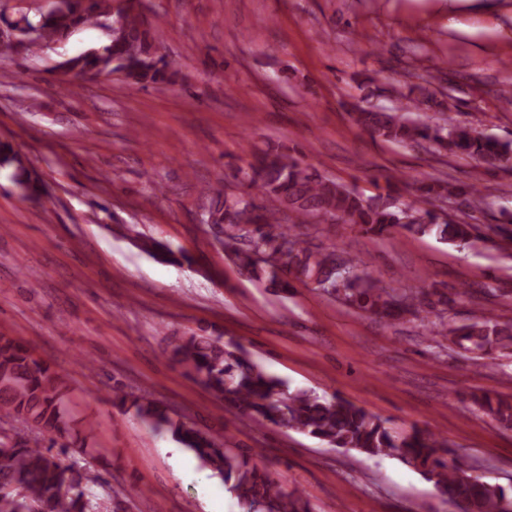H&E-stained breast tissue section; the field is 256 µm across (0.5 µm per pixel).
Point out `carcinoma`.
Returning a JSON list of instances; mask_svg holds the SVG:
<instances>
[{"label": "carcinoma", "instance_id": "carcinoma-1", "mask_svg": "<svg viewBox=\"0 0 512 512\" xmlns=\"http://www.w3.org/2000/svg\"><path fill=\"white\" fill-rule=\"evenodd\" d=\"M59 13L25 18L41 29L40 47L67 39L72 33L97 25L98 16L110 8V0H64ZM122 22L108 41L69 57L73 78L84 79L114 71L124 73V82L147 87L170 83L175 76L164 55L156 28L144 26L140 4L119 11ZM444 68H435L422 83L403 95L405 106L379 109L356 105L350 115L354 123L373 136L401 144L429 142L440 151L465 154L478 163L495 168L512 158V146L474 129L443 124L424 116L435 97V82ZM0 167L14 168V180L28 198L46 193L32 176L19 154L7 141H0ZM245 190L221 192L210 198L208 216L224 230V248L235 264L273 288H290L288 276L313 283L326 291L343 293L345 303L374 315L401 319L419 316L437 305L453 302L451 293L424 297L387 289L370 277L354 273V266L336 251L313 252L303 246L295 228L318 219L330 224H356L365 233L382 236L393 228L425 234L436 231L439 238L457 245L486 241L480 225L473 222L481 211L482 190L475 184L458 186L443 181L421 183L420 202L454 196L464 205L462 221H439L426 207H400L394 202L366 198L333 179L308 168L288 153L260 151L253 163L234 174ZM141 248L169 264L191 263L186 252L172 250L155 239L141 240ZM438 336H448L460 348L484 356L494 349L512 352V321L482 315L460 326H433ZM172 358L202 383L224 409L262 420L287 432L306 435L331 448L354 450L369 457H392L414 468L458 512H512V480L503 485L470 474L467 459L457 455L448 462L447 445L421 430L393 431L365 409L342 398H327L309 390L295 389L270 375L238 344L221 336L191 334L182 338ZM62 372L42 365L12 336L0 335V418L13 417L53 435L43 448L8 434L0 436V512H118L112 495L99 497L86 492L85 485H102L94 463L83 446L76 444L64 421L61 390ZM473 404L505 428H512V399L488 392L472 394ZM113 402L134 411L154 430L166 431L191 450L202 467L224 479L243 512H311L309 502L297 491L276 480L250 462L248 456L224 447L216 437L195 424L172 416L168 406L146 395L114 391ZM78 455L84 464H66L64 457Z\"/></svg>", "mask_w": 512, "mask_h": 512}]
</instances>
